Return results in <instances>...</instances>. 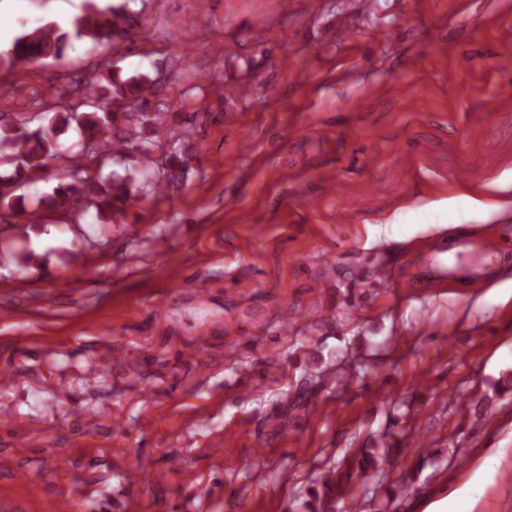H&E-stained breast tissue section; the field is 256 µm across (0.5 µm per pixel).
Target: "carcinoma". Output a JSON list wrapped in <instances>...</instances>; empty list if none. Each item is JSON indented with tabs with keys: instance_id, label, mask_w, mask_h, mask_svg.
Segmentation results:
<instances>
[{
	"instance_id": "cac0c4a2",
	"label": "carcinoma",
	"mask_w": 512,
	"mask_h": 512,
	"mask_svg": "<svg viewBox=\"0 0 512 512\" xmlns=\"http://www.w3.org/2000/svg\"><path fill=\"white\" fill-rule=\"evenodd\" d=\"M135 25L137 20L124 0L105 7L85 0L84 14L72 29L44 24L22 33L7 57L0 58V67L62 61L66 47L74 41L89 40L96 46L128 42L135 35ZM161 87L158 74L126 75L114 62L102 60L71 91L73 98L38 102L41 112L35 117L24 112L0 115V168L10 170L8 175L0 174V223L13 228L11 238L0 240V256L19 270L30 265L34 252L28 248V229L42 223L44 211L80 224L93 210L96 221L113 224L114 217L123 216L128 200L155 201L168 193L176 172L186 171V146L193 132L189 128L176 132L168 125V114L152 103L151 97ZM73 126L80 139L67 144L64 135ZM168 143L173 151L155 156L156 149ZM131 150L138 154L139 170L102 176L113 158ZM50 160L61 165L62 179L52 192L36 197L35 208L27 212L25 196L17 190ZM25 212L30 216L28 223L15 222ZM398 454L397 448H364L361 458L345 461L336 477V494L327 491L321 496L315 489L310 493L336 512L343 491L373 482Z\"/></svg>"
}]
</instances>
